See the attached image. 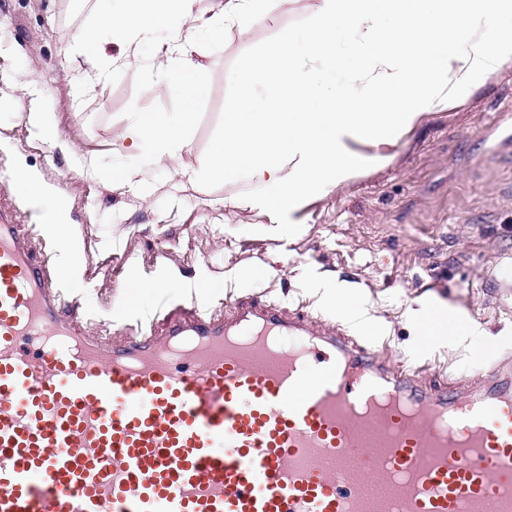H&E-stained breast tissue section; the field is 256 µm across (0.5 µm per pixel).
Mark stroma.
<instances>
[{
  "label": "stroma",
  "mask_w": 512,
  "mask_h": 512,
  "mask_svg": "<svg viewBox=\"0 0 512 512\" xmlns=\"http://www.w3.org/2000/svg\"><path fill=\"white\" fill-rule=\"evenodd\" d=\"M315 0H273L269 16L248 29L225 26L220 44L203 47L207 92L196 105L189 139L178 157L143 163L145 187L112 183L104 172L134 156L126 137L137 112H173L178 102L157 79L169 33L131 43L112 39L111 77L77 91L87 70L72 50L96 11V0H0V151L29 170L46 202H63L64 220L81 262L61 291L65 314L105 342L123 345L141 332L164 334L168 305L184 285L219 316L241 295L288 313L336 321L316 288V275L355 284L367 322L348 327L360 357L390 361L420 389L456 392L487 386L512 372V62L489 73L472 94L427 112L394 145L378 146L387 162L329 187L301 210L275 213L240 206L254 182L192 184L180 168L198 167L224 135V115L237 100L240 60L276 63L285 40L301 38ZM49 113L57 141L43 139L30 115ZM95 157L101 177L85 161ZM268 266L263 281L243 271ZM171 280L180 289L155 294L115 317L122 283ZM445 304L468 317L471 336L423 343L410 324L421 303ZM497 347L484 354V334Z\"/></svg>",
  "instance_id": "obj_1"
}]
</instances>
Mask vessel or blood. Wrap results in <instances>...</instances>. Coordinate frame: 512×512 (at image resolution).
<instances>
[{"instance_id":"vessel-or-blood-1","label":"vessel or blood","mask_w":512,"mask_h":512,"mask_svg":"<svg viewBox=\"0 0 512 512\" xmlns=\"http://www.w3.org/2000/svg\"><path fill=\"white\" fill-rule=\"evenodd\" d=\"M59 287L0 202V512H512L507 385L416 389L250 296L110 346Z\"/></svg>"}]
</instances>
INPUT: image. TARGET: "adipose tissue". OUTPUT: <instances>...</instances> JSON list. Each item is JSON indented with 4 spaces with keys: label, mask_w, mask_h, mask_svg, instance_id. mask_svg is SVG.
<instances>
[{
    "label": "adipose tissue",
    "mask_w": 512,
    "mask_h": 512,
    "mask_svg": "<svg viewBox=\"0 0 512 512\" xmlns=\"http://www.w3.org/2000/svg\"><path fill=\"white\" fill-rule=\"evenodd\" d=\"M194 0H126L114 12L112 0H98L90 24L74 39L89 70L86 82L105 78L112 57L98 43L107 28L125 38L167 28L171 41L159 80L179 102L175 112H138L126 137L134 150L154 161L175 158L185 147L195 107L206 83L194 57L202 43L222 39V23L240 29L264 20L272 0H226L219 17L182 30L174 18L190 14ZM390 21H382L368 0H316L306 37L284 46L272 67L246 58L239 68L238 100L224 115V135L199 167L183 168L189 182L248 178L259 187L243 198L251 207L294 211L329 186L358 171L382 165L379 156L359 153L362 145L394 144L431 109L469 95L491 70L512 61V34L495 29L512 18V0H388ZM348 36L353 65L344 94L324 91L318 71L332 75L340 34ZM265 98H257V87ZM420 340L465 336L469 324L451 308L425 306L416 325Z\"/></svg>",
    "instance_id": "adipose-tissue-1"
}]
</instances>
